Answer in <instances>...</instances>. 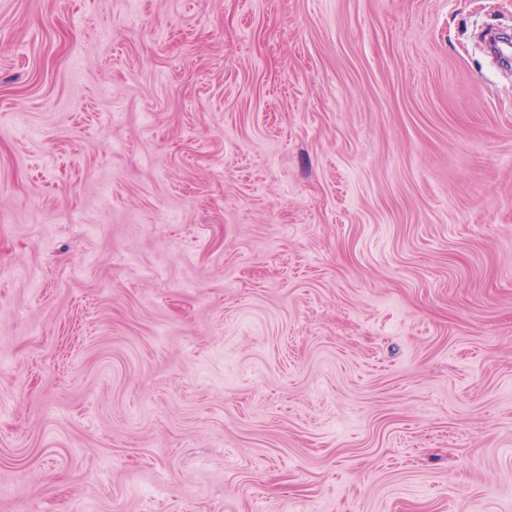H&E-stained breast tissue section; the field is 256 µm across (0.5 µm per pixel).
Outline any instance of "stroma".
Returning a JSON list of instances; mask_svg holds the SVG:
<instances>
[{"label":"stroma","mask_w":512,"mask_h":512,"mask_svg":"<svg viewBox=\"0 0 512 512\" xmlns=\"http://www.w3.org/2000/svg\"><path fill=\"white\" fill-rule=\"evenodd\" d=\"M512 0H0V512H512Z\"/></svg>","instance_id":"obj_1"}]
</instances>
